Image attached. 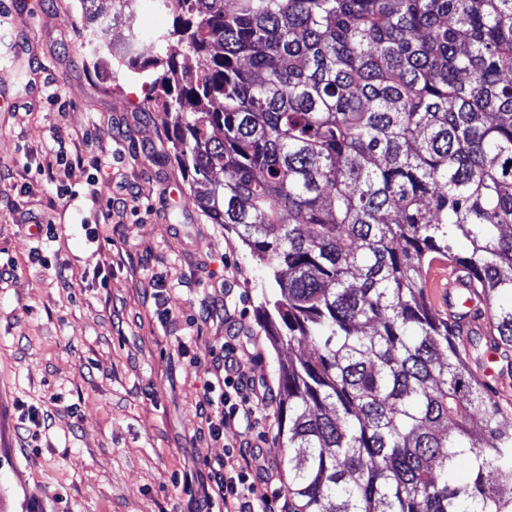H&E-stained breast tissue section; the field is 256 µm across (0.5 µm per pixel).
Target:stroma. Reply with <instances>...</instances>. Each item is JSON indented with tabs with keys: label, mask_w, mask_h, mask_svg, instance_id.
Instances as JSON below:
<instances>
[{
	"label": "stroma",
	"mask_w": 512,
	"mask_h": 512,
	"mask_svg": "<svg viewBox=\"0 0 512 512\" xmlns=\"http://www.w3.org/2000/svg\"><path fill=\"white\" fill-rule=\"evenodd\" d=\"M7 3L0 52L20 55L0 68V263L17 271L0 280V497L13 512H225L211 469L257 439L279 463V404L216 442L198 433V400L233 324L253 343L247 375L277 388L288 351L259 309L278 289L197 206L142 78L93 63L80 0ZM59 149L69 167L55 165ZM48 165L51 184L38 174ZM121 185L125 208L107 211ZM32 215L53 236L34 234ZM221 280L228 319L206 310ZM21 401L49 419L38 439Z\"/></svg>",
	"instance_id": "35a3bbf8"
}]
</instances>
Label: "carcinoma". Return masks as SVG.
<instances>
[{"mask_svg": "<svg viewBox=\"0 0 512 512\" xmlns=\"http://www.w3.org/2000/svg\"><path fill=\"white\" fill-rule=\"evenodd\" d=\"M85 2L96 59L161 71L197 203L278 286L288 512H512V429L472 371L512 368V0H178L150 53L106 35L134 0ZM437 260L477 285L449 316Z\"/></svg>", "mask_w": 512, "mask_h": 512, "instance_id": "carcinoma-1", "label": "carcinoma"}]
</instances>
